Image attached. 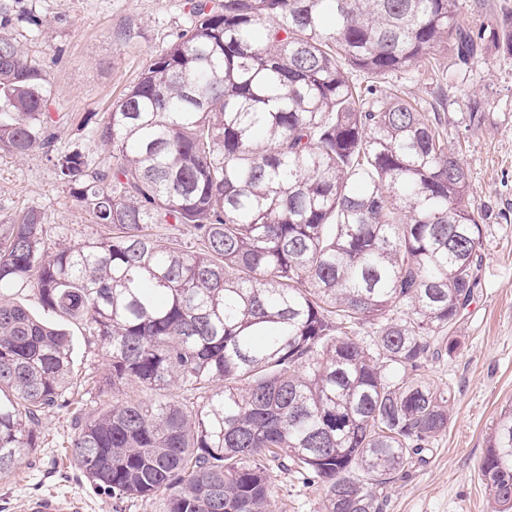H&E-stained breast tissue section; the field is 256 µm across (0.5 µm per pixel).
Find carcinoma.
Segmentation results:
<instances>
[{
	"instance_id": "cac0c4a2",
	"label": "carcinoma",
	"mask_w": 512,
	"mask_h": 512,
	"mask_svg": "<svg viewBox=\"0 0 512 512\" xmlns=\"http://www.w3.org/2000/svg\"><path fill=\"white\" fill-rule=\"evenodd\" d=\"M16 12L41 25L0 0V153L44 154L108 234L51 247L34 209L0 225V474L60 408L73 459L115 498L277 512L274 465L324 483L322 512H383L380 490L448 429L453 391L424 358L460 345L484 215L428 113L375 86L361 106L351 70L448 50L466 64L486 42L511 62L512 16L475 32L460 0H191V26L87 116L115 159L95 167L54 153L47 72L10 31ZM154 224H187L199 246ZM24 284L85 326L109 368L100 393L149 396L84 416L67 331L5 299ZM481 475L493 512H512L511 405ZM172 229L169 225H159L153 233L160 234L171 246L177 248H189L193 245V235L189 226L176 225Z\"/></svg>"
}]
</instances>
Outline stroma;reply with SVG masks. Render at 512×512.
<instances>
[{
  "instance_id": "obj_1",
  "label": "stroma",
  "mask_w": 512,
  "mask_h": 512,
  "mask_svg": "<svg viewBox=\"0 0 512 512\" xmlns=\"http://www.w3.org/2000/svg\"><path fill=\"white\" fill-rule=\"evenodd\" d=\"M44 25L14 32L32 59L48 71L55 118V148L82 149L91 163L105 153L91 136L88 113L110 111L153 57L163 54L190 24L188 0H25ZM358 86L377 85L438 113V129L456 149L475 200L485 212L481 288L458 327L459 348L428 358L424 374L451 387L448 429L415 456L408 476L387 487L385 512H490L481 481L483 452L501 410L512 404V62L487 46L469 65L438 54L431 66L376 76L353 71ZM482 107L469 117L470 100ZM35 208L46 217L49 243H73L99 228L73 200L42 153L22 158L0 153V224ZM77 397L86 415L108 410L112 398L88 393L87 379H104V355L89 347L81 326L67 324ZM76 428L68 412H46L35 428L38 446L21 469L0 475V512H23L33 496L75 499L82 512H164L165 496L116 499L97 491L76 467L68 448ZM278 512H321L324 485L272 470Z\"/></svg>"
}]
</instances>
